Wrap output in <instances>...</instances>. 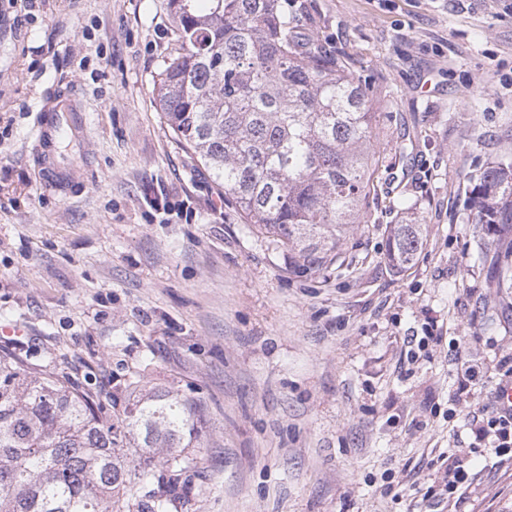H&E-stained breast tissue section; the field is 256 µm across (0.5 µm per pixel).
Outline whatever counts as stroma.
Segmentation results:
<instances>
[{
	"mask_svg": "<svg viewBox=\"0 0 512 512\" xmlns=\"http://www.w3.org/2000/svg\"><path fill=\"white\" fill-rule=\"evenodd\" d=\"M301 2L305 32L376 96L382 158L340 267L311 276L164 122L168 0H0V346L92 393L200 404L198 512H427L512 354L463 182L512 152V0ZM61 89L86 130L56 144L54 173L33 130ZM405 218L423 246L395 274L385 232ZM471 364L484 377L463 394ZM465 467L443 512H512V458Z\"/></svg>",
	"mask_w": 512,
	"mask_h": 512,
	"instance_id": "35a3bbf8",
	"label": "stroma"
}]
</instances>
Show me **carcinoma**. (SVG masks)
Returning <instances> with one entry per match:
<instances>
[{
	"mask_svg": "<svg viewBox=\"0 0 512 512\" xmlns=\"http://www.w3.org/2000/svg\"><path fill=\"white\" fill-rule=\"evenodd\" d=\"M169 0L180 31L156 103L246 223L316 275L338 261L373 186L379 113L350 66L302 34L288 0ZM467 182L477 260L512 289V155ZM422 225L390 226L402 272ZM199 405L168 389L91 395L0 347V512H195Z\"/></svg>",
	"mask_w": 512,
	"mask_h": 512,
	"instance_id": "carcinoma-1",
	"label": "carcinoma"
}]
</instances>
